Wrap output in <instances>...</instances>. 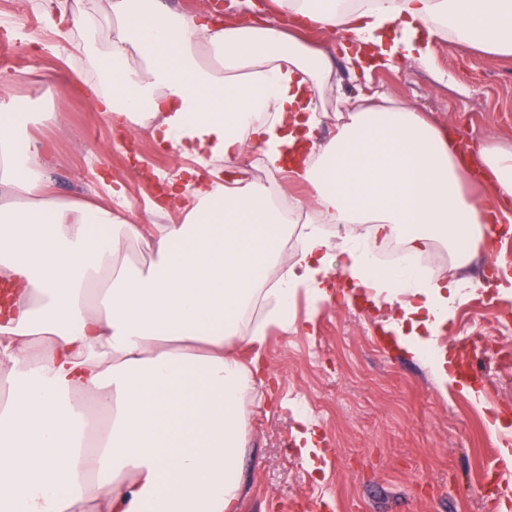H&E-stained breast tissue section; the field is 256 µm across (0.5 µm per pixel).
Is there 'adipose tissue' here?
I'll return each instance as SVG.
<instances>
[{
	"instance_id": "1",
	"label": "adipose tissue",
	"mask_w": 512,
	"mask_h": 512,
	"mask_svg": "<svg viewBox=\"0 0 512 512\" xmlns=\"http://www.w3.org/2000/svg\"><path fill=\"white\" fill-rule=\"evenodd\" d=\"M278 13L340 35L355 75L373 57L427 60L421 29L512 56V0H275ZM52 52L92 53L85 91L127 132L192 159L173 195L182 223L152 209L132 224L110 204L61 202L33 113L0 71V512H234L242 495V400L259 377L230 353L290 330L298 288L331 299L334 279L373 284L388 328L427 359L440 389L451 361L436 338L473 284L375 266L370 243L447 247L455 266L512 219V147L481 144L489 195L474 191L443 130L376 92L337 93L329 51L276 21L225 26L159 0H98L72 15L42 0ZM336 124L323 141L324 122ZM306 183L315 206L282 212L246 157ZM298 245L283 254L286 224ZM327 224H364L331 242ZM148 262L130 258L131 246ZM286 277L269 282L272 266ZM107 424L90 437L92 413Z\"/></svg>"
}]
</instances>
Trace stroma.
Returning <instances> with one entry per match:
<instances>
[{"mask_svg": "<svg viewBox=\"0 0 512 512\" xmlns=\"http://www.w3.org/2000/svg\"><path fill=\"white\" fill-rule=\"evenodd\" d=\"M39 0H0V70L20 73L14 95L23 97L41 124L29 133L42 141L53 164L54 195L61 201L93 197L102 182L118 183L131 223L143 224L159 184L177 171L173 151L149 132L117 131L78 87L97 76L94 60L42 51L49 32ZM32 16L35 27L7 40L4 24ZM311 45L328 48L337 92L353 95L335 33L302 30ZM374 89L404 101L464 144L512 143V56L482 52L448 35L430 38L428 62L402 59L375 68ZM387 310L347 289L315 303L298 291L291 303L294 327L269 326L261 342L238 347L245 364H257L271 386L250 390L243 401L246 442L243 493L236 512H306L326 500L330 512H512V490L490 497L478 486L492 458L512 486V441L493 423L512 429V365L494 353L458 352L457 370L483 368L488 383L468 393L440 389L424 359L408 353L384 330ZM474 330L512 337V295H467L439 337L454 344ZM317 447L307 454L300 434Z\"/></svg>", "mask_w": 512, "mask_h": 512, "instance_id": "obj_1", "label": "stroma"}]
</instances>
